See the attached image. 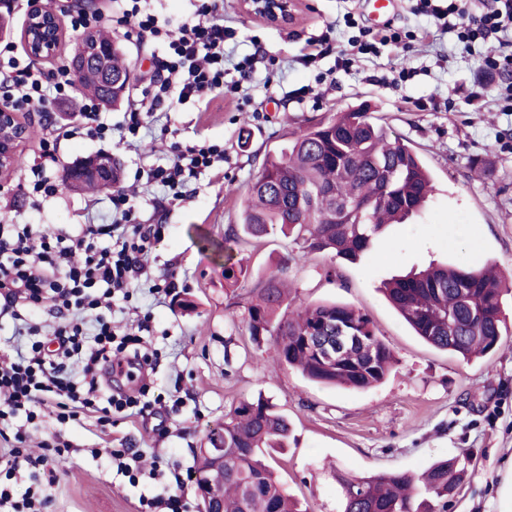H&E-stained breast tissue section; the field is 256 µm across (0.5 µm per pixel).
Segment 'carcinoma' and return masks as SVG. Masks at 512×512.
<instances>
[{
    "instance_id": "1",
    "label": "carcinoma",
    "mask_w": 512,
    "mask_h": 512,
    "mask_svg": "<svg viewBox=\"0 0 512 512\" xmlns=\"http://www.w3.org/2000/svg\"><path fill=\"white\" fill-rule=\"evenodd\" d=\"M112 44V81L132 79L125 53ZM80 87L102 103L128 99L131 84L112 87L105 99L99 69L73 70ZM433 179L419 156L369 112H338L292 133L278 150L268 153L252 183L241 215L243 233L261 238L278 226L302 242L301 257L334 251L350 262L361 259L386 225L418 214L432 195ZM296 256L282 258L274 272L257 281L246 307L253 336L269 334L273 361L299 371L310 381L364 390L381 383L396 354L376 333L367 314L338 303L300 306L288 316H273L288 302V276ZM388 300L427 345L469 362L499 345L502 319L501 280L488 266L474 263L430 265L385 285ZM334 336L344 327L365 337L336 363H323L306 337ZM224 437V479L209 493L224 503V512H302L265 463L268 448H285L291 423L275 406L259 397L241 400L205 441ZM461 469L455 457L439 460L421 473L383 471L371 475L336 474L341 512H445L456 492Z\"/></svg>"
}]
</instances>
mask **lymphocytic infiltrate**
<instances>
[{
  "mask_svg": "<svg viewBox=\"0 0 512 512\" xmlns=\"http://www.w3.org/2000/svg\"><path fill=\"white\" fill-rule=\"evenodd\" d=\"M146 87L132 88L127 130L136 133L145 115L174 102L217 97L224 93V44L235 32L225 26L215 0H197ZM417 10L432 17L438 31L455 34L465 50L476 40L488 41L485 70L512 75V0H417ZM73 85L67 66L44 72L30 56L16 52L14 43L0 47V104L47 108L51 96L63 97ZM99 107L89 102L73 119L46 127L42 148H59L80 136L105 138L109 126L99 120ZM224 158L216 144H195L178 151L169 166L151 169L148 177L175 191L187 177L213 167ZM112 221L81 224L71 234L39 231L30 224H0V315L19 321L26 347L14 361L0 366V421L22 418L35 423L51 416L61 423L77 421L84 412L99 425L113 418L146 415L153 410L150 388L136 394H98V365L126 373L128 378L154 368L142 352L138 333H118L112 323L115 302H129L131 290L147 269L146 260L161 232L160 225L141 223L127 193H112ZM48 312L58 318L52 340L40 333L37 318ZM24 430H16L8 456H0V512H42L48 490L71 450L60 440L44 443L35 455L26 446ZM30 470V485L12 494L10 483L20 467Z\"/></svg>",
  "mask_w": 512,
  "mask_h": 512,
  "instance_id": "obj_1",
  "label": "lymphocytic infiltrate"
}]
</instances>
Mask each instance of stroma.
<instances>
[{"instance_id":"35a3bbf8","label":"stroma","mask_w":512,"mask_h":512,"mask_svg":"<svg viewBox=\"0 0 512 512\" xmlns=\"http://www.w3.org/2000/svg\"><path fill=\"white\" fill-rule=\"evenodd\" d=\"M217 4L236 32L224 45V81L238 84L237 98L173 104L122 142L62 144L52 165L58 192L37 210L20 185L42 159L44 122L38 107L23 110L27 140L11 190L0 192V221L59 233L107 222L112 189L79 190L65 176L85 158L110 154L117 186L136 193L142 222L163 227L153 277L171 276L179 285L174 296L143 286L131 300L152 314L148 341L159 359L150 380L163 395L153 414L117 421L106 434L89 416L61 429L51 419L39 427L37 438L58 430L73 450L44 512H137L140 495L179 491L191 512H201L194 483L179 489L169 475L129 483L117 475L109 449L144 451L145 468L157 453L179 470L192 468L209 430L235 403L260 396L292 423L287 447L272 451L269 462L304 512H341L337 473L419 472L450 457L464 473L447 512H512V112L497 102L499 80L485 76L481 52L425 38L432 23L413 13L411 0H397L390 14L395 27L415 31L409 48L386 49L349 68L336 51L350 34L344 20L375 28L371 0H299L295 20L282 27L246 15L239 0ZM108 30L124 47L134 77L144 78L161 45L117 24ZM324 37L331 50L305 57L306 44ZM256 47L275 63L249 80L236 65ZM474 92L483 95L485 110L468 105ZM360 106L404 138L430 170L435 191L425 209L387 226L371 254L354 262L327 252L301 259L300 246L278 232L248 244L228 241L265 154L309 122ZM204 141L223 145V174L189 179L180 200L148 182V171L167 165L178 147ZM475 158L488 165L489 176L472 171ZM289 253L300 258L289 273L294 304L350 305L371 318L394 350L398 363L382 383L351 391L309 381L269 361L270 337L250 335L244 321L250 290ZM228 254L247 270L232 287L224 281ZM464 261L496 264L506 285L507 332L492 355L472 362L424 343L381 291L393 277Z\"/></svg>"}]
</instances>
